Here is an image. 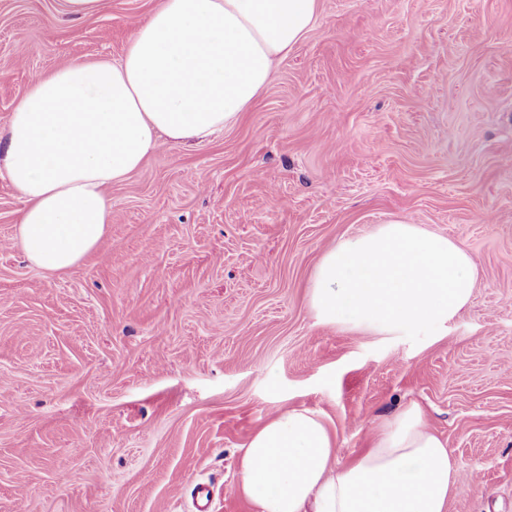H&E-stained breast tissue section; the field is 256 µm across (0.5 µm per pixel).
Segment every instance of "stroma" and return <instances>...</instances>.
<instances>
[{
    "label": "stroma",
    "mask_w": 512,
    "mask_h": 512,
    "mask_svg": "<svg viewBox=\"0 0 512 512\" xmlns=\"http://www.w3.org/2000/svg\"><path fill=\"white\" fill-rule=\"evenodd\" d=\"M160 2L0 0V127ZM109 196V235L49 274L0 175V512H197V483L249 512L240 460L276 413L318 412L345 462L411 401L456 466L447 512H512V0H319L235 126ZM398 217L473 256L470 303L419 336L317 323L324 253Z\"/></svg>",
    "instance_id": "1"
}]
</instances>
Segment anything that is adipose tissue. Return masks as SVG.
<instances>
[{"mask_svg": "<svg viewBox=\"0 0 512 512\" xmlns=\"http://www.w3.org/2000/svg\"><path fill=\"white\" fill-rule=\"evenodd\" d=\"M318 6L162 0L119 61L75 60L36 79L0 129V172L24 201L15 239L30 264L62 272L94 250L112 222L108 188L160 141L193 144L236 123ZM474 277L464 247L396 218L323 255L309 307L324 324L405 336L445 327ZM453 488L446 445L414 402L345 463L319 414L280 412L247 443L237 485L251 512H446Z\"/></svg>", "mask_w": 512, "mask_h": 512, "instance_id": "1", "label": "adipose tissue"}]
</instances>
